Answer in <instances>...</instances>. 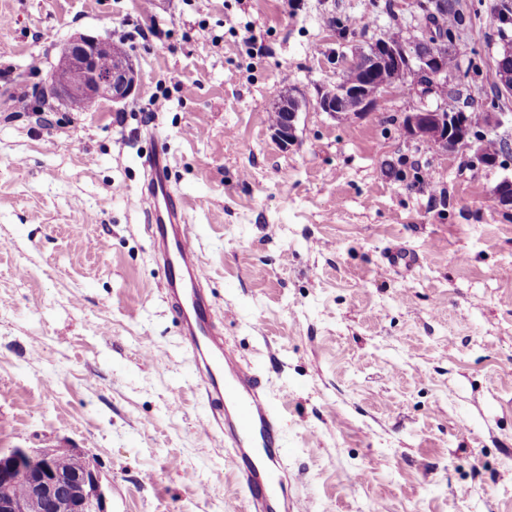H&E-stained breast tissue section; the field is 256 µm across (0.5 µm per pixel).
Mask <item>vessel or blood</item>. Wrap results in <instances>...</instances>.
<instances>
[{"instance_id": "obj_1", "label": "vessel or blood", "mask_w": 512, "mask_h": 512, "mask_svg": "<svg viewBox=\"0 0 512 512\" xmlns=\"http://www.w3.org/2000/svg\"><path fill=\"white\" fill-rule=\"evenodd\" d=\"M166 152L149 154L145 182L131 203L146 212L152 247L166 280L164 299L195 363V377L218 426L248 512H305L289 493L283 406L264 379L224 343L212 315L207 272L197 255L186 208L172 188Z\"/></svg>"}]
</instances>
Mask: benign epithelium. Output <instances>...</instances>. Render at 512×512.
I'll return each instance as SVG.
<instances>
[{
	"label": "benign epithelium",
	"instance_id": "1",
	"mask_svg": "<svg viewBox=\"0 0 512 512\" xmlns=\"http://www.w3.org/2000/svg\"><path fill=\"white\" fill-rule=\"evenodd\" d=\"M332 61L341 70L337 99L319 100L321 111L362 115L374 108L383 93L392 89L374 80L387 65L404 71L402 87L419 97L420 104L401 113L400 127L411 142H426L436 149L465 150L483 167H495L499 159L483 156V145L468 133L467 113L432 108L426 99L436 93L448 77V64L442 39L435 48L416 53L390 43L387 37L373 44L371 51L348 55L338 50ZM138 73L133 59L110 42L88 35L71 39L61 50L56 65L46 76V92L63 102H77L91 108L101 100L123 104L134 94ZM277 107L285 124L274 128L273 137L286 148L295 140L296 104L286 95ZM493 198L504 208L512 207V178L505 177L493 189ZM70 474L59 472L52 448H0V512H109L107 486L102 473L81 454ZM23 485L27 495L15 494Z\"/></svg>",
	"mask_w": 512,
	"mask_h": 512
}]
</instances>
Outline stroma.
<instances>
[{"instance_id": "1", "label": "stroma", "mask_w": 512, "mask_h": 512, "mask_svg": "<svg viewBox=\"0 0 512 512\" xmlns=\"http://www.w3.org/2000/svg\"><path fill=\"white\" fill-rule=\"evenodd\" d=\"M426 2L152 0L158 35L126 46L137 94L76 112L43 90L60 48L117 42L140 0H0L1 448L84 453L110 512H247L128 201L164 149L224 340L288 400L309 512H512V209L491 195L512 153L488 169L409 142L401 89L364 117L317 107L332 49ZM457 3V66L429 102L501 113L490 137L512 144L501 0ZM280 93L299 103L288 148ZM392 246L413 271L380 274Z\"/></svg>"}]
</instances>
